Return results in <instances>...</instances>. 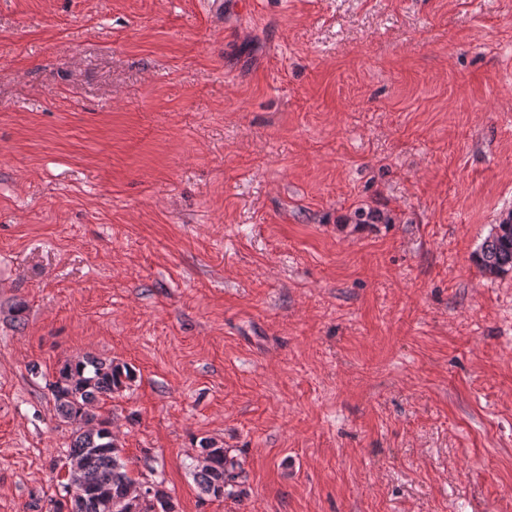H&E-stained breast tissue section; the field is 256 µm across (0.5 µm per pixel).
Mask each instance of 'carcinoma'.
<instances>
[{
    "instance_id": "carcinoma-1",
    "label": "carcinoma",
    "mask_w": 512,
    "mask_h": 512,
    "mask_svg": "<svg viewBox=\"0 0 512 512\" xmlns=\"http://www.w3.org/2000/svg\"><path fill=\"white\" fill-rule=\"evenodd\" d=\"M474 262L487 277L512 272V213L508 214L484 239L474 254ZM134 378L126 364L104 362L93 356L67 361L52 384L58 411L63 421L74 426L69 460L80 462V476L88 486L84 494H72L70 503L52 502L48 512H126L127 495L135 486L121 460L122 448L112 435L111 422L98 418L91 405L101 395L112 394ZM208 451L209 464L194 468V479L206 495L233 494L228 489L237 475V462L223 448L202 445ZM153 495L139 504L138 512H165L170 501L167 493L152 487Z\"/></svg>"
}]
</instances>
